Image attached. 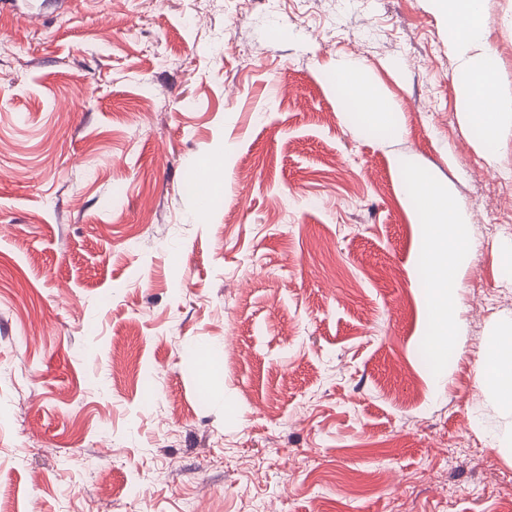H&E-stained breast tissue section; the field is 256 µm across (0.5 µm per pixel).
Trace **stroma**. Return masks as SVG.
<instances>
[{"label": "stroma", "mask_w": 512, "mask_h": 512, "mask_svg": "<svg viewBox=\"0 0 512 512\" xmlns=\"http://www.w3.org/2000/svg\"><path fill=\"white\" fill-rule=\"evenodd\" d=\"M455 68L428 0H0V512H512V135L488 165ZM398 157L478 244L438 364ZM329 78L342 92L345 106L356 112L363 124L383 134L399 132L396 107L368 81L360 64L336 65ZM503 333L487 346L482 360L485 384L494 392L499 404L512 412V321L503 322Z\"/></svg>", "instance_id": "35a3bbf8"}]
</instances>
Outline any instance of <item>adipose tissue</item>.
Here are the masks:
<instances>
[{
	"label": "adipose tissue",
	"instance_id": "1",
	"mask_svg": "<svg viewBox=\"0 0 512 512\" xmlns=\"http://www.w3.org/2000/svg\"><path fill=\"white\" fill-rule=\"evenodd\" d=\"M432 11L448 27V52L457 61L460 109L464 122L477 137L480 156L495 164L508 134L512 133V94L498 83L499 59L486 45L483 24L485 0H429ZM329 78L343 95L345 106L363 124L383 134L399 131L394 104L365 76L360 64L337 66ZM402 174L401 192L422 226L419 248L427 262L429 287L425 293L434 353L455 355L459 330L454 284L463 259L476 249L467 237L462 210L447 187L410 161L396 159ZM485 384L499 404L512 412V321L487 346L482 360Z\"/></svg>",
	"mask_w": 512,
	"mask_h": 512
}]
</instances>
